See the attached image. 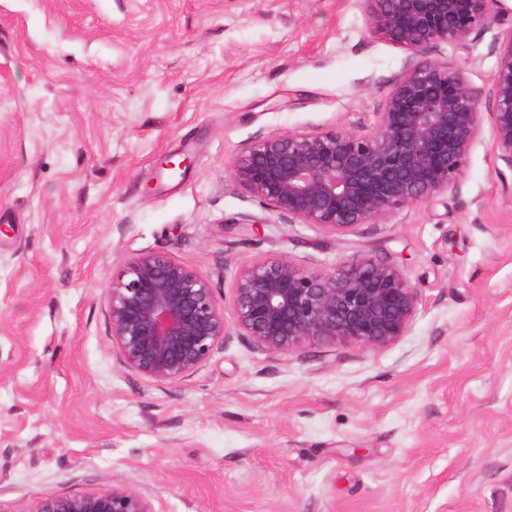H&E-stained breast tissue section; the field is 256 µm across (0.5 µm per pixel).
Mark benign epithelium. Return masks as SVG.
<instances>
[{"instance_id": "benign-epithelium-1", "label": "benign epithelium", "mask_w": 512, "mask_h": 512, "mask_svg": "<svg viewBox=\"0 0 512 512\" xmlns=\"http://www.w3.org/2000/svg\"><path fill=\"white\" fill-rule=\"evenodd\" d=\"M364 2L372 32L413 54L492 23L505 26L490 119L499 158L512 169V20L496 10L498 0ZM482 129L480 95L465 69L422 58L395 80L371 124L258 139L233 157L228 172L267 209L336 238L456 187ZM107 300L112 344L124 365L158 383L195 373L227 334L224 305L209 282L164 255L129 259ZM418 303L403 267L372 258L327 270L259 257L232 285L237 329L283 355L309 342L386 346L410 330ZM27 512L155 510L140 492L117 485L41 498Z\"/></svg>"}]
</instances>
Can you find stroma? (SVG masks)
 <instances>
[{
  "label": "stroma",
  "mask_w": 512,
  "mask_h": 512,
  "mask_svg": "<svg viewBox=\"0 0 512 512\" xmlns=\"http://www.w3.org/2000/svg\"><path fill=\"white\" fill-rule=\"evenodd\" d=\"M501 34L417 56L362 0H0V512L119 483L155 512H512V171L491 127L456 188L336 239L227 172L253 140L370 123L421 56L463 64L492 112ZM141 254L225 305L186 379L112 345L106 289ZM269 255L395 262L415 321L383 347L269 353L231 306Z\"/></svg>",
  "instance_id": "stroma-1"
}]
</instances>
